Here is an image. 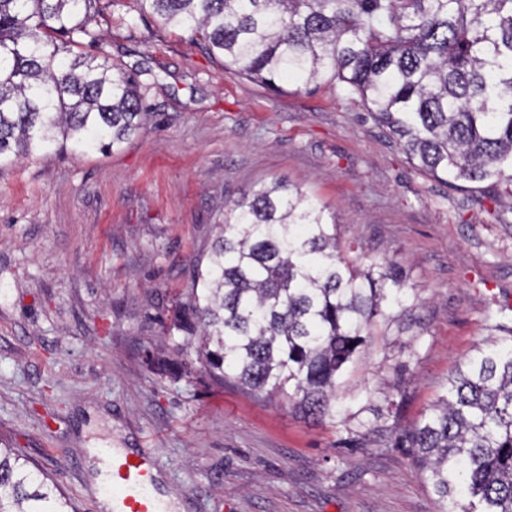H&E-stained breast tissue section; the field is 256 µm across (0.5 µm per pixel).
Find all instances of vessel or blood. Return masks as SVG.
I'll use <instances>...</instances> for the list:
<instances>
[{"label": "vessel or blood", "mask_w": 512, "mask_h": 512, "mask_svg": "<svg viewBox=\"0 0 512 512\" xmlns=\"http://www.w3.org/2000/svg\"><path fill=\"white\" fill-rule=\"evenodd\" d=\"M155 462L148 458L112 451V500L114 512H160L161 500L155 484Z\"/></svg>", "instance_id": "1"}]
</instances>
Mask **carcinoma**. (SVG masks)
Returning <instances> with one entry per match:
<instances>
[{"label":"carcinoma","mask_w":512,"mask_h":512,"mask_svg":"<svg viewBox=\"0 0 512 512\" xmlns=\"http://www.w3.org/2000/svg\"><path fill=\"white\" fill-rule=\"evenodd\" d=\"M99 0H0V164L75 154L138 134L143 72L79 50L101 44ZM209 55L279 90L323 78L356 94L435 178L512 186V0H143ZM327 207L259 183L235 201L168 336L197 340V371L336 418V381L372 339L385 305L412 293L393 261L360 270L341 255ZM439 512H512V336L476 348L398 438ZM48 475L0 450V512H69Z\"/></svg>","instance_id":"obj_1"}]
</instances>
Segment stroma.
I'll return each mask as SVG.
<instances>
[{
	"mask_svg": "<svg viewBox=\"0 0 512 512\" xmlns=\"http://www.w3.org/2000/svg\"><path fill=\"white\" fill-rule=\"evenodd\" d=\"M99 57L142 71L144 128L111 149L0 168V439L102 512L108 448L148 449L176 512H439L395 445L512 308L499 187L419 170L361 99L274 93L204 54L141 0H100ZM327 205L360 266L396 262L414 305L377 317L335 420L236 384L160 371L158 319L208 261L224 206L254 184Z\"/></svg>",
	"mask_w": 512,
	"mask_h": 512,
	"instance_id": "obj_1",
	"label": "stroma"
}]
</instances>
